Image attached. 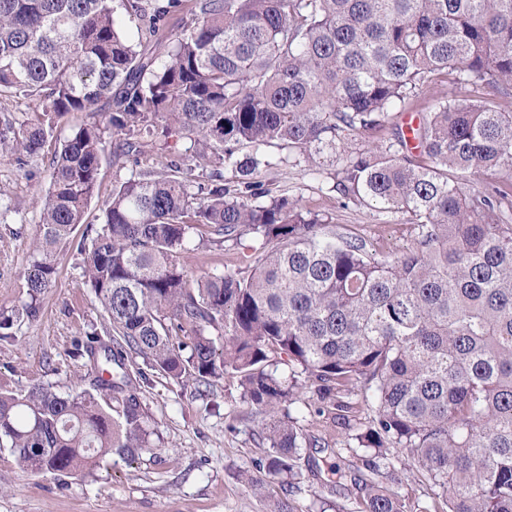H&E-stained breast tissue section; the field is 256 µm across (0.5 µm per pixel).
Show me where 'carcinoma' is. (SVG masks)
<instances>
[{
    "label": "carcinoma",
    "mask_w": 512,
    "mask_h": 512,
    "mask_svg": "<svg viewBox=\"0 0 512 512\" xmlns=\"http://www.w3.org/2000/svg\"><path fill=\"white\" fill-rule=\"evenodd\" d=\"M450 77L416 128L359 145ZM480 86L486 93L462 92ZM512 0H0V159L24 169L59 122L36 246L33 302L59 247L86 225L82 275L112 343L78 344L90 371L62 396L0 388V447L33 474L75 477L150 447L127 354L181 383L226 373L266 427L265 467L293 487L296 393L359 395L362 512H405L383 485L400 458L434 512H512ZM27 111L18 113L16 102ZM182 143L161 168L113 183L102 157L140 165L144 141ZM251 153H243V149ZM334 168L344 207L401 214L413 239L383 256L256 181L266 149ZM231 170L236 188L224 187ZM468 176L482 187L465 191ZM249 250L194 277L198 247ZM288 374L278 372V366Z\"/></svg>",
    "instance_id": "obj_1"
}]
</instances>
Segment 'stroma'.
<instances>
[{
    "instance_id": "35a3bbf8",
    "label": "stroma",
    "mask_w": 512,
    "mask_h": 512,
    "mask_svg": "<svg viewBox=\"0 0 512 512\" xmlns=\"http://www.w3.org/2000/svg\"><path fill=\"white\" fill-rule=\"evenodd\" d=\"M258 179L274 194H285L306 210L330 214L334 224L387 251L407 248L412 228L402 216H380L370 207H341L330 172L308 176L285 164L261 168ZM50 161L20 171L0 160V190L22 201L24 217L0 219V313L14 314L11 341L0 342V386L24 391L43 384L58 394L80 391L90 367L75 345L90 333H105L108 318L83 283V257L75 244L60 252L52 288L37 300V314L21 312L29 297L20 277L33 253ZM127 372L149 414L150 448L135 459L103 458L79 478L24 471L9 449L0 448V512H274L289 497L295 512H357L363 492L355 483L362 461L348 446V432L332 413L320 412L313 390L299 394V451L292 492L263 465L269 452L265 412L243 401L235 376L209 383L178 384L130 355ZM342 476L330 483L328 468ZM385 486L403 497L407 512H433L434 490L410 481L396 462Z\"/></svg>"
}]
</instances>
